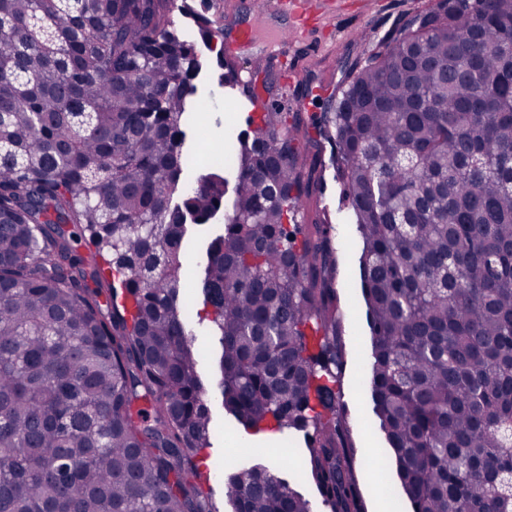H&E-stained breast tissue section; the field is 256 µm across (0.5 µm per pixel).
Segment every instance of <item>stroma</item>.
I'll return each mask as SVG.
<instances>
[{"mask_svg": "<svg viewBox=\"0 0 512 512\" xmlns=\"http://www.w3.org/2000/svg\"><path fill=\"white\" fill-rule=\"evenodd\" d=\"M428 0H334L332 9L311 16L296 57L301 74L294 83L284 77L285 64L276 49L264 47L242 55L239 71L249 75L250 83L233 89L219 85L222 71L215 64L214 44L197 43L204 68L196 80L198 93L190 115L189 145L194 157L204 164L215 162L216 151L224 144V129L242 127L253 104L272 106L283 112L310 117L324 112L330 97L340 88L355 62L365 60L385 35L402 24ZM324 192L318 197L325 217L335 226L337 252L336 288L343 312L342 336L346 348L343 378L353 446L356 474L365 512H411L391 459V449L379 432L372 413L369 359L371 334L359 277L363 243L350 210L339 208V184L333 166H326ZM201 374L208 389L207 400L220 420V431L208 449V463L217 468L242 461L271 464L282 458L290 472L303 471L304 450L297 446H276L266 436L250 437L239 444L235 435L242 428L221 406L217 387L219 371L212 359H205Z\"/></svg>", "mask_w": 512, "mask_h": 512, "instance_id": "1", "label": "stroma"}]
</instances>
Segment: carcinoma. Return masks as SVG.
I'll use <instances>...</instances> for the list:
<instances>
[{
	"instance_id": "carcinoma-1",
	"label": "carcinoma",
	"mask_w": 512,
	"mask_h": 512,
	"mask_svg": "<svg viewBox=\"0 0 512 512\" xmlns=\"http://www.w3.org/2000/svg\"><path fill=\"white\" fill-rule=\"evenodd\" d=\"M409 16L319 117L228 142L199 263L225 413L305 438L310 498L261 464L233 512H364L323 151L363 240L371 399L412 512H512V0ZM174 0H0V512H215L181 310L183 117L202 61ZM210 40L223 33L196 20ZM85 240L98 261L76 248Z\"/></svg>"
}]
</instances>
